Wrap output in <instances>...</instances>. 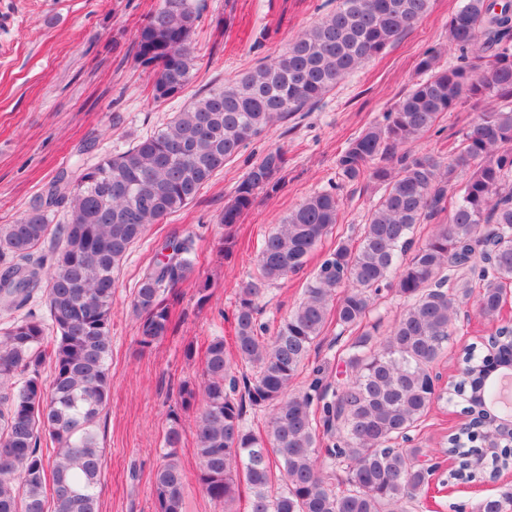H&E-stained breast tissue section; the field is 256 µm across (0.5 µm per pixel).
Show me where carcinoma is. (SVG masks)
<instances>
[{
  "label": "carcinoma",
  "mask_w": 512,
  "mask_h": 512,
  "mask_svg": "<svg viewBox=\"0 0 512 512\" xmlns=\"http://www.w3.org/2000/svg\"><path fill=\"white\" fill-rule=\"evenodd\" d=\"M336 9L288 41L269 63L173 113L164 127L127 150L62 174L36 206L0 225V512H98L103 454L98 421L112 385L115 272L148 227L192 202L250 141L298 112H309L345 75L381 54L426 15L431 0H337ZM198 12L190 0H161L139 29L133 58L149 68L154 98H174L190 83ZM448 45L419 56L423 79L381 118L347 139L338 181L292 210L264 238L256 272L239 289L233 346L214 336L201 380L182 385L171 411L166 452L153 484L155 512H183L185 476L178 448L192 412L197 482L224 512L241 485L250 512H407L427 493L430 450L408 446L409 432L433 405L465 396L499 366H512V326L495 343L466 347L448 386L436 388L461 306L499 321L512 294V0H463L448 20ZM469 104L476 116L446 160L408 147L444 114ZM287 152L268 149L224 204L219 223L240 222L256 199L280 188ZM366 180L383 193L357 245L340 237L314 272L299 305L268 335L258 299L300 271L338 224L344 183ZM68 211L65 224L48 213ZM450 212V221L412 248L416 225ZM56 250L34 259L47 240ZM191 238L166 242L144 270L131 300L139 343L168 334L169 294L194 271ZM44 293L56 336L19 311ZM393 291L404 308L379 336L370 316ZM345 338L346 381L324 382L314 367L303 391L291 390L331 323ZM50 369L49 380L42 371ZM269 410L262 431L243 418L244 402ZM461 421L442 444L449 479L477 483L512 464L466 431L481 409L466 399ZM482 421V420H480ZM482 427H493L491 420ZM55 456L39 453L41 434ZM512 493L488 495L479 512H509Z\"/></svg>",
  "instance_id": "1"
}]
</instances>
